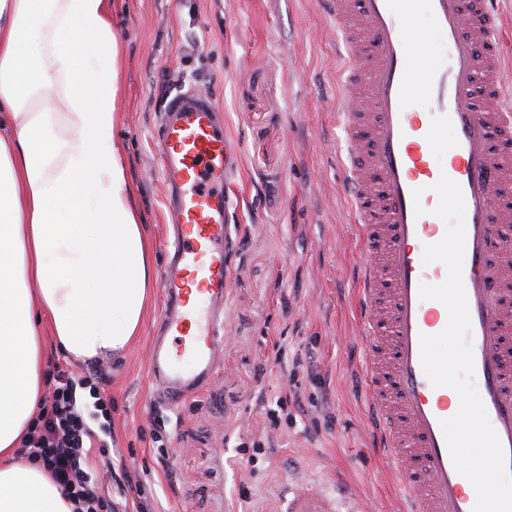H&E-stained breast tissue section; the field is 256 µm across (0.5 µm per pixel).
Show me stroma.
<instances>
[{"label": "stroma", "instance_id": "35a3bbf8", "mask_svg": "<svg viewBox=\"0 0 512 512\" xmlns=\"http://www.w3.org/2000/svg\"><path fill=\"white\" fill-rule=\"evenodd\" d=\"M112 28L116 137L155 267L166 226L154 135L169 94L183 84L210 94L239 153L225 185L236 248L216 373L178 410L157 404L146 378L162 308L153 286L134 344L96 365L112 402V446L87 459L101 492L117 496L114 479L129 471L139 481L128 501L156 512H260L282 482L308 476L398 512V479L356 391L362 244L336 158L338 35L320 0H120ZM286 391L300 404L271 421ZM265 435L273 448L250 462L243 445Z\"/></svg>", "mask_w": 512, "mask_h": 512}]
</instances>
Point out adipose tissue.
Here are the masks:
<instances>
[{
	"instance_id": "obj_1",
	"label": "adipose tissue",
	"mask_w": 512,
	"mask_h": 512,
	"mask_svg": "<svg viewBox=\"0 0 512 512\" xmlns=\"http://www.w3.org/2000/svg\"><path fill=\"white\" fill-rule=\"evenodd\" d=\"M111 0H0V512H73L18 451L45 341L75 361L138 336L154 270L112 108Z\"/></svg>"
}]
</instances>
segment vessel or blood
Instances as JSON below:
<instances>
[{
	"instance_id": "b4317fda",
	"label": "vessel or blood",
	"mask_w": 512,
	"mask_h": 512,
	"mask_svg": "<svg viewBox=\"0 0 512 512\" xmlns=\"http://www.w3.org/2000/svg\"><path fill=\"white\" fill-rule=\"evenodd\" d=\"M345 60L343 189L365 256L354 270L363 347L358 393L372 440L401 484L404 512H472L441 420L454 414L420 356L421 335L441 332L445 306L420 297L447 277L424 263L446 224L433 210L440 175L465 201L462 277L471 319L474 381L512 471V247L493 246L494 223L512 222V108L497 37V0H322ZM427 25H420V17ZM442 54L433 57L434 42ZM173 240L161 273L165 309L146 376L171 407L209 385L224 338L233 278L224 182L236 146L209 95L177 90L156 137ZM447 162H438L440 154ZM421 189L413 198V189ZM268 512H364L344 490L292 481Z\"/></svg>"
}]
</instances>
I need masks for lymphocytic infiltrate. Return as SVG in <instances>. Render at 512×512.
Returning <instances> with one entry per match:
<instances>
[{
  "instance_id": "lymphocytic-infiltrate-1",
  "label": "lymphocytic infiltrate",
  "mask_w": 512,
  "mask_h": 512,
  "mask_svg": "<svg viewBox=\"0 0 512 512\" xmlns=\"http://www.w3.org/2000/svg\"><path fill=\"white\" fill-rule=\"evenodd\" d=\"M99 374L58 370L52 390L19 450L21 458L50 473L64 489L74 512H112V502L97 488L98 479L86 465L91 450L105 451L112 437V406L99 399ZM96 400L87 414L85 399Z\"/></svg>"
}]
</instances>
